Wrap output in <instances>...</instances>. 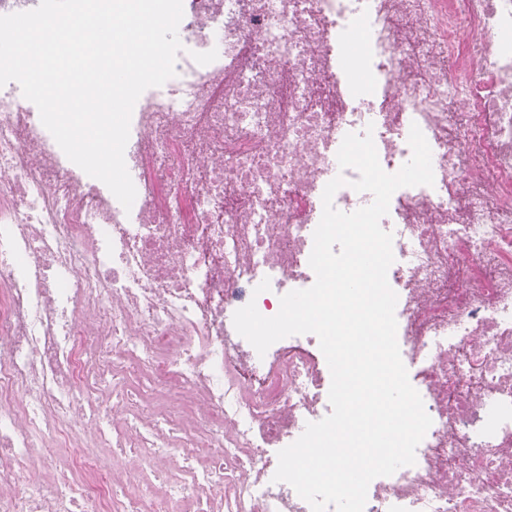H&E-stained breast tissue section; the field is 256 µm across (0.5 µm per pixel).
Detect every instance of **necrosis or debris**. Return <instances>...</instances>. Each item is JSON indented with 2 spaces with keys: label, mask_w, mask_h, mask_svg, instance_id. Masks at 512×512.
Wrapping results in <instances>:
<instances>
[{
  "label": "necrosis or debris",
  "mask_w": 512,
  "mask_h": 512,
  "mask_svg": "<svg viewBox=\"0 0 512 512\" xmlns=\"http://www.w3.org/2000/svg\"><path fill=\"white\" fill-rule=\"evenodd\" d=\"M183 10L175 76L133 109L131 210L0 87V512H311L273 475L332 411L319 341L261 356L233 315L314 283L330 180L336 209L371 203L344 136L372 131L394 173L414 124L434 183L396 190L381 226L432 425L364 512H512V0Z\"/></svg>",
  "instance_id": "4bbe7bcc"
}]
</instances>
